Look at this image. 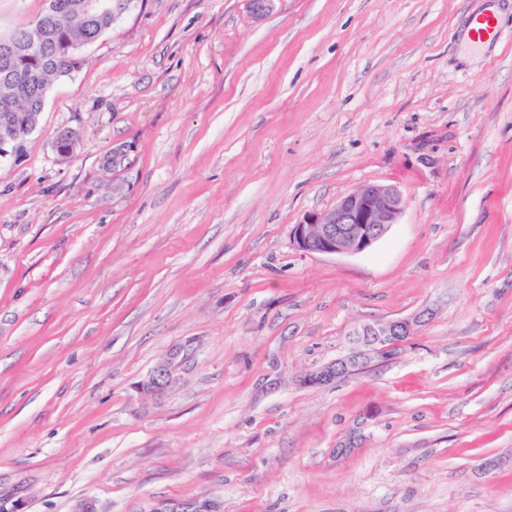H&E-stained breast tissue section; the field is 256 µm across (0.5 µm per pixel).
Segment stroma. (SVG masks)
I'll return each instance as SVG.
<instances>
[{
	"mask_svg": "<svg viewBox=\"0 0 512 512\" xmlns=\"http://www.w3.org/2000/svg\"><path fill=\"white\" fill-rule=\"evenodd\" d=\"M82 59L0 161V512H512V0H161ZM364 184L384 238L297 249ZM471 32L475 42H486L496 39L498 31L492 16L488 14L476 15L471 20ZM403 211V198L391 185L364 184L334 207L312 211L292 229L295 246L322 255L358 254L371 249ZM425 313H419L411 318L366 323L357 328L352 336H357L359 350L347 356L346 359L336 360L318 372L310 374L305 380L310 385H325L333 383L350 374L356 366L373 361L384 362L390 350V342L412 336L417 326L423 322ZM392 349L389 357L394 355ZM178 352L170 354V356L160 362L149 376L142 383V389L149 391L150 393L159 392L171 385L174 381V360L177 358ZM149 512H220L218 507L210 501L181 504L173 502H158Z\"/></svg>",
	"mask_w": 512,
	"mask_h": 512,
	"instance_id": "1",
	"label": "stroma"
}]
</instances>
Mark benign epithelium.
I'll list each match as a JSON object with an SVG mask.
<instances>
[{"label":"benign epithelium","instance_id":"obj_1","mask_svg":"<svg viewBox=\"0 0 512 512\" xmlns=\"http://www.w3.org/2000/svg\"><path fill=\"white\" fill-rule=\"evenodd\" d=\"M160 0H77L72 5L76 14L85 19L101 15L112 18L117 27L130 13L156 4ZM280 0H249L252 17L261 20L271 14ZM29 51V43L19 34L0 35V56L14 60ZM33 128L26 127L24 132H16L5 127L0 128V156L14 153V145L26 137ZM403 211V198L397 188L391 185L364 184L341 198L334 207L312 211L303 216L293 226V241L302 252L322 255L358 254L371 249L397 223ZM427 312L423 311L411 318L366 323L357 328L359 350L345 359L333 362L321 370L309 375L306 383L325 385L333 383L350 374L359 365L381 362L389 351L392 341L413 335L417 326L423 322ZM178 353L160 362L145 382L142 389L159 392L174 381L173 363ZM149 512H220L210 501L181 504L159 502Z\"/></svg>","mask_w":512,"mask_h":512}]
</instances>
